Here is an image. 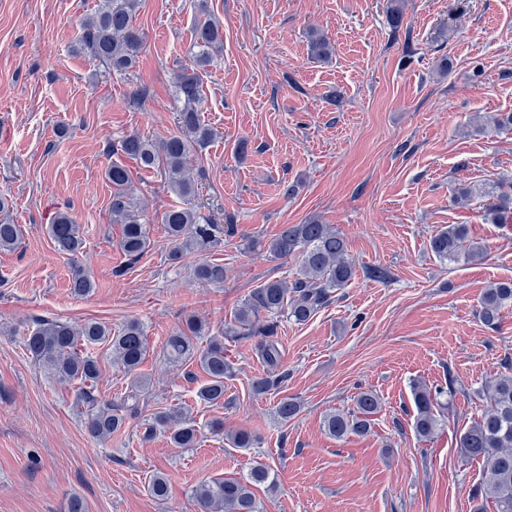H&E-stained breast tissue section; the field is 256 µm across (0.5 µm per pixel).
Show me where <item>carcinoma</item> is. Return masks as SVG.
I'll return each mask as SVG.
<instances>
[{
	"mask_svg": "<svg viewBox=\"0 0 512 512\" xmlns=\"http://www.w3.org/2000/svg\"><path fill=\"white\" fill-rule=\"evenodd\" d=\"M140 0H99L94 13L83 21L77 49L88 54L106 69L127 71L134 67L141 49L140 35L133 25ZM224 42L222 26L207 19L196 27L197 52L193 65L183 67L176 75L178 97L185 107L178 114L182 132L155 144L137 135L121 142V150L139 160L144 168L163 172L168 189L183 199V205L172 207L160 215V223L174 244L171 259L178 261L188 254L214 248L237 231L234 224L203 222L190 198L195 184L188 172V161L199 148L212 140V129L200 122L197 105L201 101L199 71L207 66L212 53ZM112 185L110 209L113 220L123 225L120 247L129 260L139 259L148 247L145 224L130 192V176L126 168L114 164L106 171ZM496 203L486 209L487 219L495 222L501 213L512 209V178L496 185ZM56 250L75 258L83 247L80 225L65 211H59L48 226ZM18 224L0 222V251L14 249L21 237ZM252 247L260 248L273 259L299 258L292 277L266 280L253 288L235 311L233 320L213 329L196 316L187 317L182 325L167 336L163 348L165 361L186 364L198 360L207 375L206 383L197 391L199 401L214 406L224 402V380L231 377L233 367L224 355V338L253 340L258 358L266 367L262 376L251 382L253 394L260 396L280 387L288 374L280 370L282 351L277 339L278 318L285 316L296 323H305L332 300V294L344 288L355 277L354 265L347 255L343 237L328 224L315 220L303 224H286L278 235L266 242L256 240ZM431 252L441 260L463 258L470 262L484 259L483 246L470 239L466 224H450L438 230L429 240ZM195 279L204 284L224 282V265L201 262L194 266ZM72 293L86 296L94 288L91 277L79 269L71 280ZM512 304V280L491 284L481 300V322L496 329L502 308ZM206 345H199L201 338ZM103 344L112 354V364L122 377L129 379L128 391L116 401H101L92 391H82L83 401L92 407L85 430L94 439H107L121 432L129 418L138 414L140 398L148 382L139 373L146 353L143 326L137 321L126 323L118 332L102 322L88 320L80 324L43 318L24 339V346L38 365L61 381H79L91 387L97 385L102 370L96 355L77 352L78 345ZM416 407L414 431L422 437L432 436L440 426V397L448 391H434L413 384ZM477 397L486 400L483 409L471 425L459 435L460 455L469 461H479L486 471L485 480L476 489L475 499L492 504L493 512H512V375L501 374L490 380ZM381 402L374 392H360L355 407L329 411L323 415L326 434L341 440L350 434H363L370 427V417ZM301 406L292 399H283L275 407L277 419L286 424L296 418ZM164 434L176 448H193L198 429L193 420L179 412H162L146 424L144 438ZM236 448H251L256 436L247 429L227 434ZM263 486L276 490L277 482L270 465L257 462L247 477H224L204 482L195 490L199 512H260L254 489ZM149 493L158 500L167 498L168 481L155 474L149 480Z\"/></svg>",
	"mask_w": 512,
	"mask_h": 512,
	"instance_id": "1",
	"label": "carcinoma"
}]
</instances>
